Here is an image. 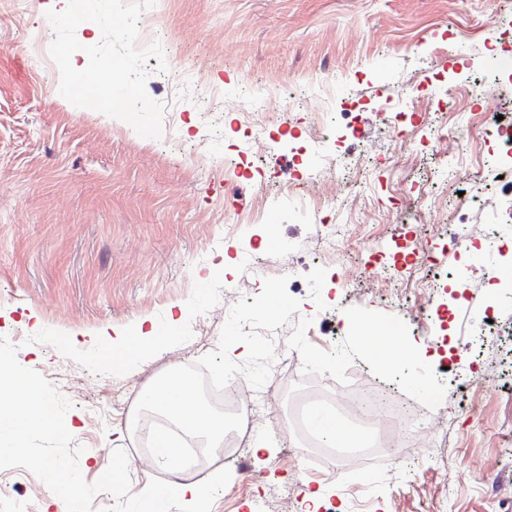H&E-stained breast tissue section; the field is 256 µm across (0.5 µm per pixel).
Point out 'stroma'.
Returning <instances> with one entry per match:
<instances>
[{
	"label": "stroma",
	"mask_w": 512,
	"mask_h": 512,
	"mask_svg": "<svg viewBox=\"0 0 512 512\" xmlns=\"http://www.w3.org/2000/svg\"><path fill=\"white\" fill-rule=\"evenodd\" d=\"M48 0H0V325L31 337L19 363L68 399L73 447L87 482L111 454H132L142 388L172 365L218 348L231 307L258 296L263 280L287 276L296 317L277 341L296 367L272 368L264 386L283 424L273 453L252 440L245 478L211 476V512H248L262 500L284 512L288 498L315 491L336 512H431L440 489L447 512H512V298L495 323L457 313L461 346L438 348L437 330L407 314L422 284L461 294L452 272L501 268L512 225L486 244L477 214L460 196L497 195L496 142L484 130L512 120V0H156L163 59L145 65L146 92L162 101L182 73L180 149L138 136L124 121L79 108L57 94L59 70L46 55L55 31ZM301 93L288 106L290 83ZM221 96L202 109L198 85ZM271 89L266 110L290 132L278 165L312 154L320 120L335 123L329 147L351 172L281 191L265 165L268 144L249 141L244 101ZM416 110L410 142L393 137V113ZM366 213L347 224L343 196ZM426 207L410 217L417 202ZM353 238L382 236L397 260L368 262L358 247L330 250V226ZM281 241L270 250L271 241ZM172 327L174 350H155L126 370L98 360L99 333L133 336L140 322ZM397 323L401 366L424 364L430 393L380 369L374 350ZM359 368L380 390L409 398L425 415L392 471L299 475L301 440L288 421L299 399L338 394V378ZM477 410L467 413L460 385ZM448 441L447 461L430 449ZM53 492L19 466L0 469V512H58Z\"/></svg>",
	"instance_id": "obj_1"
}]
</instances>
